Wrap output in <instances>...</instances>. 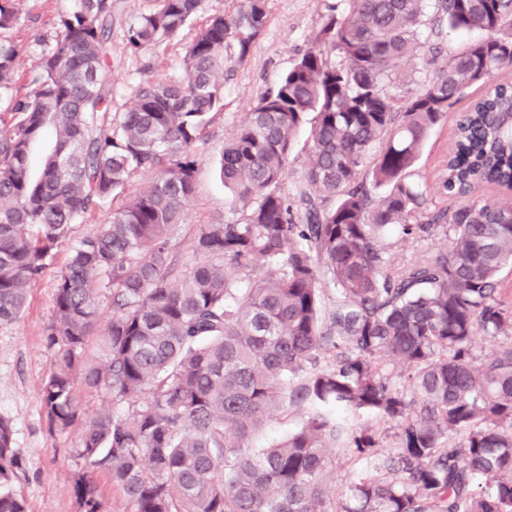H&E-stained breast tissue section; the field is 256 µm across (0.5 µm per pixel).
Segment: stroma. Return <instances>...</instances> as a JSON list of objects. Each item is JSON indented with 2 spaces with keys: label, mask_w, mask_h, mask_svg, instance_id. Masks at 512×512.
<instances>
[{
  "label": "stroma",
  "mask_w": 512,
  "mask_h": 512,
  "mask_svg": "<svg viewBox=\"0 0 512 512\" xmlns=\"http://www.w3.org/2000/svg\"><path fill=\"white\" fill-rule=\"evenodd\" d=\"M111 52L104 77L112 89V109L126 110L146 81L166 80L178 75L185 48L195 34L186 27L173 40L134 55L125 47V34L136 17L149 9V0H114ZM70 0H13L17 23L6 31L23 55L21 84H30L38 73L42 56L53 45L55 22ZM346 0H268L269 22L254 40L244 62L228 60L224 66V108L206 130L205 143L198 152L195 194L189 216L173 241L181 263L194 264L191 242L197 225L220 224L228 217L232 201L219 177L224 140L244 118L249 105L310 47L313 34L328 15L342 14ZM458 102L449 108L444 121L431 129L424 142L417 170L429 186V197L438 207L446 198L440 191L441 176L452 142ZM111 205L88 211L74 225L69 240L60 244L46 260L42 274L31 284L28 305L15 322L0 325V416L14 427V447L21 463L9 484L26 504L27 512H77L70 473L75 468L72 450L80 432L50 431L41 406V388L50 371L52 354L43 332L53 315L56 279L65 267L71 249L81 239L94 235L107 223ZM393 263L401 264L414 255L433 257L448 252L451 240L443 233L401 242L389 236L383 241Z\"/></svg>",
  "instance_id": "35a3bbf8"
}]
</instances>
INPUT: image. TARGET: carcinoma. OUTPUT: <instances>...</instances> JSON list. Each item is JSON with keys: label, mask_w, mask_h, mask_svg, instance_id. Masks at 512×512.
Listing matches in <instances>:
<instances>
[{"label": "carcinoma", "mask_w": 512, "mask_h": 512, "mask_svg": "<svg viewBox=\"0 0 512 512\" xmlns=\"http://www.w3.org/2000/svg\"><path fill=\"white\" fill-rule=\"evenodd\" d=\"M129 25L137 53L177 36L203 0H153ZM113 0H71L39 76L14 93L20 47L0 37V324L23 313L45 261L129 179L149 180L71 250L45 329L41 389L50 430L81 427L70 482L78 512H106L98 471L132 512H512V85L485 93L456 125L430 208L415 170L428 132L491 73L512 68V0H347L313 46L251 104L224 142L234 211L200 224L179 265L172 240L195 190L198 147L224 106V63L242 62L267 0L215 14L181 73L149 81L112 114L102 81ZM0 0V31L13 27ZM482 31L422 80L407 78L436 28ZM309 125L306 187L281 189ZM51 135L43 171L34 142ZM506 197L473 201L466 190ZM384 192L373 199L372 191ZM443 231L447 254L391 268L381 244ZM271 275L254 279L257 266ZM335 300L326 306L327 291ZM112 300L102 356L88 354L101 298ZM488 349L473 353V338ZM389 363L409 370L401 385ZM82 391L112 407L86 421ZM309 412L266 448L250 446L277 410ZM394 426L395 450L347 417ZM0 416V512H26L5 486L19 461ZM347 448L385 469L329 498L322 477Z\"/></svg>", "instance_id": "obj_1"}]
</instances>
